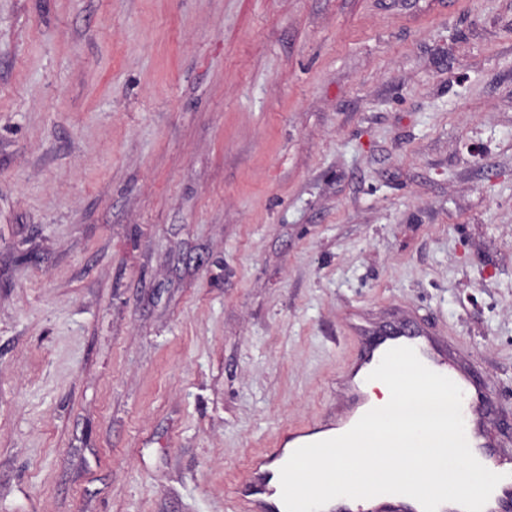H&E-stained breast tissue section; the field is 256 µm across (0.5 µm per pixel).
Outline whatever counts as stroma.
Segmentation results:
<instances>
[{
	"label": "stroma",
	"mask_w": 512,
	"mask_h": 512,
	"mask_svg": "<svg viewBox=\"0 0 512 512\" xmlns=\"http://www.w3.org/2000/svg\"><path fill=\"white\" fill-rule=\"evenodd\" d=\"M357 312L512 437V0H0V512H233Z\"/></svg>",
	"instance_id": "stroma-1"
}]
</instances>
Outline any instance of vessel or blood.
Wrapping results in <instances>:
<instances>
[{
    "label": "vessel or blood",
    "mask_w": 512,
    "mask_h": 512,
    "mask_svg": "<svg viewBox=\"0 0 512 512\" xmlns=\"http://www.w3.org/2000/svg\"><path fill=\"white\" fill-rule=\"evenodd\" d=\"M399 346L414 348L425 366L449 377L460 387L465 435L471 451L487 469L502 476L483 512H512V447L488 424L493 414L489 385L464 364L459 350L450 347L443 338L408 327H390L356 337L345 368L336 376L337 385L345 393L340 405L341 431H348L355 424L367 401L364 387L368 375L388 350ZM263 463V458H256L250 468L249 482L234 491L239 512H263L273 493ZM324 512H422V507L410 497L383 494L363 501L347 498L342 504L325 506Z\"/></svg>",
    "instance_id": "vessel-or-blood-1"
}]
</instances>
